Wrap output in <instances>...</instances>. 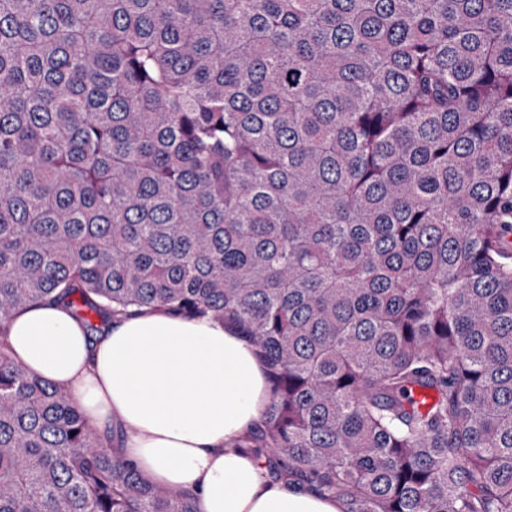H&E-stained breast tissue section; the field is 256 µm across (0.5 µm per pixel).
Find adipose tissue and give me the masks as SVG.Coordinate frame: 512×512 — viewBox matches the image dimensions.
I'll use <instances>...</instances> for the list:
<instances>
[{"mask_svg": "<svg viewBox=\"0 0 512 512\" xmlns=\"http://www.w3.org/2000/svg\"><path fill=\"white\" fill-rule=\"evenodd\" d=\"M8 352L63 387L104 438L153 483L196 495L202 512H345L342 500L267 477L235 439L259 428L265 366L246 336L208 317L143 308L112 318L96 343L49 301L0 327Z\"/></svg>", "mask_w": 512, "mask_h": 512, "instance_id": "adipose-tissue-1", "label": "adipose tissue"}]
</instances>
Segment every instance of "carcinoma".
Segmentation results:
<instances>
[{
    "label": "carcinoma",
    "instance_id": "obj_1",
    "mask_svg": "<svg viewBox=\"0 0 512 512\" xmlns=\"http://www.w3.org/2000/svg\"><path fill=\"white\" fill-rule=\"evenodd\" d=\"M40 299L238 327L233 447L346 512H512V0H0V331ZM0 512L202 510L0 341Z\"/></svg>",
    "mask_w": 512,
    "mask_h": 512
}]
</instances>
